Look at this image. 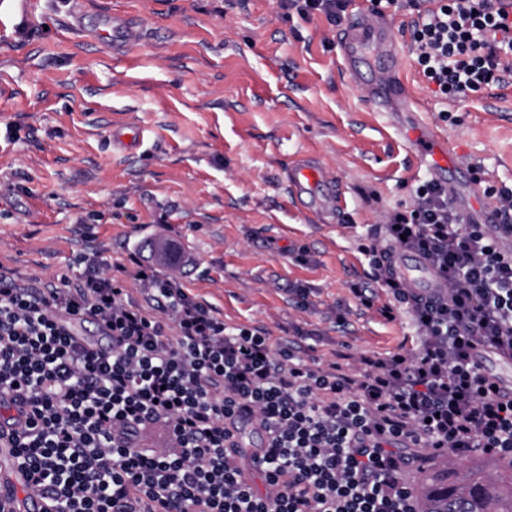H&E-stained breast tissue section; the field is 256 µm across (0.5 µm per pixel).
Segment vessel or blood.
<instances>
[{
  "label": "vessel or blood",
  "instance_id": "vessel-or-blood-1",
  "mask_svg": "<svg viewBox=\"0 0 512 512\" xmlns=\"http://www.w3.org/2000/svg\"><path fill=\"white\" fill-rule=\"evenodd\" d=\"M107 33L114 46L126 47L135 37L132 21L113 18ZM338 43L345 73L358 79L361 66H368L375 77L368 88V97L378 111L409 112L414 108L413 98L398 73V49L390 33L389 23L382 18H370L356 13L345 21ZM417 156L431 168L456 171L459 163L441 142L437 132L416 126L406 133ZM288 182L296 198L313 212L340 213L345 198L339 182L329 176L323 167L311 163L295 164L288 172ZM454 203L466 221L476 224H496L500 218L495 209L473 205L470 195L454 194ZM399 270L404 280L421 294H429L437 282L424 260L417 254L403 252ZM26 473L19 465L16 453L7 441H0V500L11 503L15 512H42V502L36 497H25L21 488Z\"/></svg>",
  "mask_w": 512,
  "mask_h": 512
}]
</instances>
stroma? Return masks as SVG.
<instances>
[{
    "label": "stroma",
    "mask_w": 512,
    "mask_h": 512,
    "mask_svg": "<svg viewBox=\"0 0 512 512\" xmlns=\"http://www.w3.org/2000/svg\"><path fill=\"white\" fill-rule=\"evenodd\" d=\"M137 20L124 52L87 21ZM398 67L417 115L459 162L483 171L479 204L512 191V80L454 102L434 97L409 53L411 7L387 8ZM0 42V269L56 285L100 253L128 299L146 296L130 261L177 243L157 262L227 326L262 328L273 346L354 370L364 355H410L417 332L350 291L372 273L364 246L434 179L363 84L340 69L338 26L284 14L278 0H32ZM136 124L147 138L115 146ZM309 158L341 183L345 209L317 218L295 203L288 170ZM309 291L298 307L289 290ZM309 330L297 337L294 327Z\"/></svg>",
    "instance_id": "obj_1"
}]
</instances>
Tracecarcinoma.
Here are the masks:
<instances>
[{
  "instance_id": "carcinoma-1",
  "label": "carcinoma",
  "mask_w": 512,
  "mask_h": 512,
  "mask_svg": "<svg viewBox=\"0 0 512 512\" xmlns=\"http://www.w3.org/2000/svg\"><path fill=\"white\" fill-rule=\"evenodd\" d=\"M421 512H512V476L436 470L421 482Z\"/></svg>"
}]
</instances>
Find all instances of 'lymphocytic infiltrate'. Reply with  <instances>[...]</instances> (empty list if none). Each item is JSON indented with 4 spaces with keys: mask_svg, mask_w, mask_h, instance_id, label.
I'll use <instances>...</instances> for the list:
<instances>
[{
    "mask_svg": "<svg viewBox=\"0 0 512 512\" xmlns=\"http://www.w3.org/2000/svg\"><path fill=\"white\" fill-rule=\"evenodd\" d=\"M497 0H409L410 53L454 100L512 73V17ZM498 224L464 223L448 189L419 186L388 243L365 247L372 279L421 336L414 356L362 357V373L308 365L260 328H227L210 306L145 267L148 306L126 299L100 256L55 288L0 272L1 436L44 512H418L410 479L430 456L512 464V388L471 359L512 358V193ZM420 254L440 287L415 293L394 255ZM91 322L100 346L74 324ZM265 435L242 451L241 422ZM163 430L165 442L142 444ZM264 489H257L253 474Z\"/></svg>",
    "mask_w": 512,
    "mask_h": 512,
    "instance_id": "f902f5d3",
    "label": "lymphocytic infiltrate"
}]
</instances>
